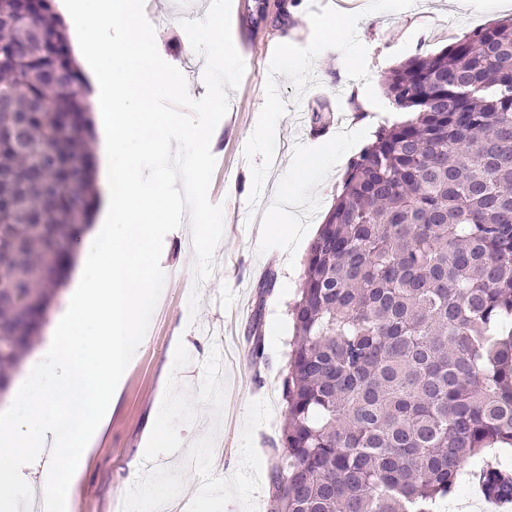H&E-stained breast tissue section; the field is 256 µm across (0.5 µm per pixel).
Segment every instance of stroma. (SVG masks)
Here are the masks:
<instances>
[{
  "mask_svg": "<svg viewBox=\"0 0 512 512\" xmlns=\"http://www.w3.org/2000/svg\"><path fill=\"white\" fill-rule=\"evenodd\" d=\"M224 36L244 55L225 66L222 49L192 34L180 7L141 0L140 22L159 45L155 65L185 87L182 97L157 95L154 105L183 119L198 117L216 130V145L189 151L176 168L181 203L166 223L152 225L156 300L143 314L140 339L112 380L109 422L83 449L82 477L66 512H119L122 493L142 466L144 450L169 377L197 388L202 362L219 349L224 364L221 422L199 407L195 423L180 427L183 444L215 431L223 476L239 467L249 404L264 399L269 422L254 444L269 478L270 452L284 423L281 382L294 340L290 307L301 287L304 261L320 224L336 201L349 161L369 145L379 126L401 120L382 89L386 72L419 53L446 49L454 38L512 15L486 0H347L333 11L321 0H224ZM340 15L348 36L326 43L322 21ZM348 59L340 68V59ZM205 66L207 82L192 70ZM367 110L355 105L356 99ZM351 129L337 135V113ZM328 152V167L293 183L291 167L307 153ZM283 227L260 232L269 217ZM275 272L272 290L258 284ZM261 333L264 355L250 359ZM191 361L173 370L177 344Z\"/></svg>",
  "mask_w": 512,
  "mask_h": 512,
  "instance_id": "35a3bbf8",
  "label": "stroma"
}]
</instances>
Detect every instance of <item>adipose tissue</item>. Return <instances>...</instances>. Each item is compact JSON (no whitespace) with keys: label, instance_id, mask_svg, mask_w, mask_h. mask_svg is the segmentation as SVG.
Wrapping results in <instances>:
<instances>
[{"label":"adipose tissue","instance_id":"adipose-tissue-1","mask_svg":"<svg viewBox=\"0 0 512 512\" xmlns=\"http://www.w3.org/2000/svg\"><path fill=\"white\" fill-rule=\"evenodd\" d=\"M66 18L85 34L76 58L109 106L97 142L102 216L76 241L68 298L52 335L29 358L39 380L15 400L5 423L0 512H16L26 494L21 468L46 452L54 464L41 481L42 512H64L60 484L78 478L81 445L110 410L112 377L139 339L143 308L155 299L147 227L165 221L170 183L142 173L132 140L165 136L176 124L185 144L205 148L216 140L205 122H182L152 107L156 93L178 96L183 88L155 67V40L138 23L136 0H95L91 7L86 0H68ZM83 327L88 346L77 354L72 338Z\"/></svg>","mask_w":512,"mask_h":512}]
</instances>
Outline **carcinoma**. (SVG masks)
I'll return each instance as SVG.
<instances>
[{
  "label": "carcinoma",
  "mask_w": 512,
  "mask_h": 512,
  "mask_svg": "<svg viewBox=\"0 0 512 512\" xmlns=\"http://www.w3.org/2000/svg\"><path fill=\"white\" fill-rule=\"evenodd\" d=\"M53 0H0V396L94 201ZM411 118L352 158L291 307L271 510L435 512L512 447V17L383 78ZM512 501V471L478 473Z\"/></svg>",
  "instance_id": "cac0c4a2"
}]
</instances>
